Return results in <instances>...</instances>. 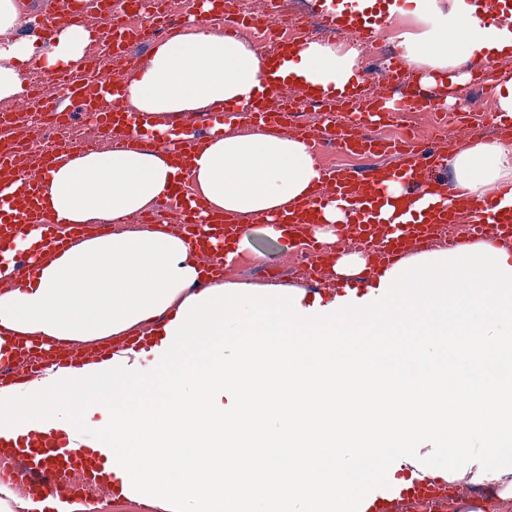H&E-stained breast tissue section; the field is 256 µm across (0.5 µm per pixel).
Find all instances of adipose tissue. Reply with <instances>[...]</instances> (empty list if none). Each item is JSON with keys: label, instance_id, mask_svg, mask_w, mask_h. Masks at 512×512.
<instances>
[{"label": "adipose tissue", "instance_id": "obj_1", "mask_svg": "<svg viewBox=\"0 0 512 512\" xmlns=\"http://www.w3.org/2000/svg\"><path fill=\"white\" fill-rule=\"evenodd\" d=\"M421 29L398 33L424 79L512 54V24L473 0H411ZM16 0H0V101L35 54ZM291 83L344 90L357 53L306 41ZM263 53L203 27L160 43L125 98L165 119L266 91ZM449 165L469 202L512 180V142L479 141ZM320 178L301 141L225 130L188 168L165 153H74L50 169L45 205L73 224L120 223L193 182L213 211L244 221L305 199ZM185 240L138 228L80 240L44 260L25 288L0 289V331L33 339L130 344L66 377L0 387V441L27 431L81 439L96 428L117 496L152 512H347L396 480L409 457L449 482L495 481L512 496V252L491 241L403 258L362 295L305 301L295 288L215 281ZM168 314L157 336L144 324ZM79 407L57 400L61 387Z\"/></svg>", "mask_w": 512, "mask_h": 512}]
</instances>
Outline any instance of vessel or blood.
<instances>
[{
    "instance_id": "obj_1",
    "label": "vessel or blood",
    "mask_w": 512,
    "mask_h": 512,
    "mask_svg": "<svg viewBox=\"0 0 512 512\" xmlns=\"http://www.w3.org/2000/svg\"><path fill=\"white\" fill-rule=\"evenodd\" d=\"M198 2L201 9L194 19L195 25H207L211 18L220 16L224 19L225 36L234 35L240 20L230 16L225 0ZM134 7L143 16L145 27L159 33L172 30L174 21L162 10L159 0H95L94 7L80 5L68 13V25L84 29L89 27L90 17H97L98 25L93 30L96 38L108 41L112 68L96 69L84 60L44 65L43 77L57 88L58 97L23 94L12 110L13 117H24L38 108L60 112L70 103L97 132L95 138L84 139V146L100 140L114 150L158 147L181 162L187 161L190 154L203 151L210 138L222 135L225 125L231 122L260 123L273 130L286 128L311 148L329 143L355 154L382 151L394 155L396 163L391 167L322 169L320 189L304 203L281 215L258 218L259 223L269 222L301 235L308 227L321 223L325 210L332 204L345 203L347 222L338 226L337 232L342 238L357 239L370 257L367 269L344 284L347 293L360 292L374 274L396 262L405 248L431 242L441 228L453 224L470 225L476 239L512 240L511 183L501 185L489 200L478 206H462L449 193L438 166L442 151L453 148V140L443 138L428 143L417 137L388 140L365 136L366 128L389 124L397 113L421 109L430 112L434 106L422 104L411 95L395 103L383 95L364 100L362 90L366 78L361 73L341 98L319 96L326 119L318 129L295 123L291 111L299 101L290 97L287 81L272 72L268 75L270 94L262 100L239 107L215 101L200 116L198 124L185 127L172 124L165 135H158L151 116L130 111L123 103L125 83L135 75L136 69L127 55L129 33L121 18ZM322 21L332 31L356 24L358 42L371 41L368 25L351 7H331L324 11ZM33 34L45 48H52L58 35L54 14L45 13L37 21ZM340 106L348 111L341 122L335 119V110ZM24 142V133L15 125L0 124V240L26 225L40 231L39 239L18 259L12 260L10 267L0 266V275H7L9 283L19 287L32 282L42 261L63 250L75 231L74 225L45 216L44 183L38 178L39 173L48 172L61 156L70 153L73 143L64 141L52 149L32 153L24 150ZM390 180L401 181L407 188L406 195L389 197L386 183ZM169 198L177 209L183 234L198 254L205 256L222 249L238 236V225L222 218H210L201 203L187 198L182 185H175ZM57 348L53 342L32 353L22 349L18 338L2 337L0 369H7L10 379L30 380L42 376L51 366L79 367L80 356L58 357ZM52 452L54 464L47 467L25 449H18L21 464L9 473L11 484H35L38 493L52 499L70 500L79 496L81 486L68 484L58 473L82 468L84 459L93 455V447L72 450L69 439L62 434L55 438ZM412 470L417 477L410 485L380 483L367 498L351 501L349 512H432L433 505L447 502L448 482L442 475L419 462L414 463Z\"/></svg>"
}]
</instances>
